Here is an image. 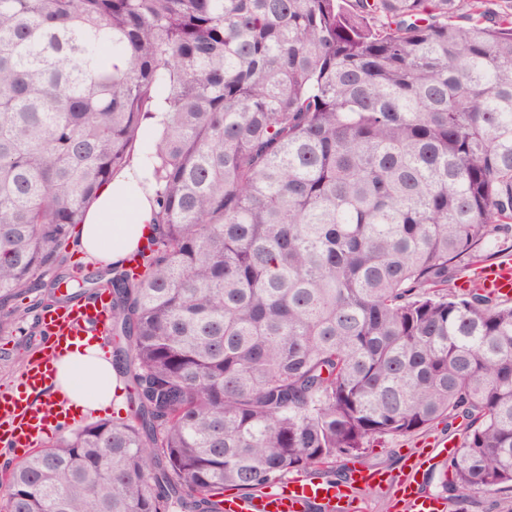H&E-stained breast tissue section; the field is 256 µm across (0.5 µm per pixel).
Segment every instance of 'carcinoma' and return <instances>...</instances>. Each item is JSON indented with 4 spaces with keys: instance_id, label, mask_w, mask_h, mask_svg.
<instances>
[{
    "instance_id": "1",
    "label": "carcinoma",
    "mask_w": 512,
    "mask_h": 512,
    "mask_svg": "<svg viewBox=\"0 0 512 512\" xmlns=\"http://www.w3.org/2000/svg\"><path fill=\"white\" fill-rule=\"evenodd\" d=\"M487 2L0 0V303L112 290L128 404L10 468L0 512H221L436 421L448 498L512 490V305L454 291L512 250V0ZM159 111L155 236L60 275Z\"/></svg>"
}]
</instances>
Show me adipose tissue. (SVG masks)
<instances>
[{"instance_id": "obj_1", "label": "adipose tissue", "mask_w": 512, "mask_h": 512, "mask_svg": "<svg viewBox=\"0 0 512 512\" xmlns=\"http://www.w3.org/2000/svg\"><path fill=\"white\" fill-rule=\"evenodd\" d=\"M154 189L140 155L115 173L98 192L79 226L77 250L85 260L124 265L142 248L154 220ZM46 390L51 403L63 404L68 415L111 411L122 401V381L112 356L99 340L73 342L53 362Z\"/></svg>"}]
</instances>
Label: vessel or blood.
<instances>
[{
    "label": "vessel or blood",
    "mask_w": 512,
    "mask_h": 512,
    "mask_svg": "<svg viewBox=\"0 0 512 512\" xmlns=\"http://www.w3.org/2000/svg\"><path fill=\"white\" fill-rule=\"evenodd\" d=\"M479 280L492 293L512 295V260L480 268ZM43 334L20 380L18 390L0 393V445L36 449L50 433L52 424L47 412L32 399L43 390L51 372L52 361L63 346L82 334L106 335L110 326V305L104 297L73 302L45 311ZM429 469L423 458L406 460L398 479L381 470L355 468L348 483H327L310 477L291 479L278 491L260 492L252 496H228L224 512H307L311 504L325 507L327 512H357V490L396 482L397 496L393 512H443L437 499L422 495L420 486Z\"/></svg>",
    "instance_id": "obj_1"
}]
</instances>
